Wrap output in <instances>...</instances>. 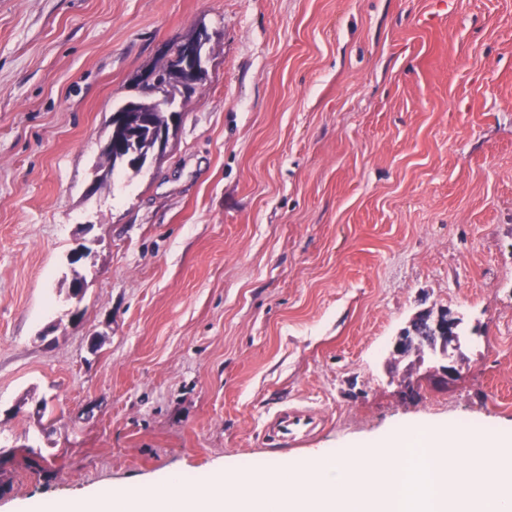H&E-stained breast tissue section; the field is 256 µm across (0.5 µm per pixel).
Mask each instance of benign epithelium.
<instances>
[{
    "mask_svg": "<svg viewBox=\"0 0 512 512\" xmlns=\"http://www.w3.org/2000/svg\"><path fill=\"white\" fill-rule=\"evenodd\" d=\"M210 38L207 32L199 29L195 34L182 41L181 52L168 58L174 63V69L193 75H203L210 57ZM140 83L155 94L154 105L173 113L167 125L160 127L155 134V144L147 155L129 148V153L138 158L141 165L162 154L174 131L179 117L174 114L175 108L171 99L165 95L158 85L157 75L148 71L141 75ZM459 316L446 309L436 312L427 309L418 312L409 325L402 329L393 343L392 355L399 359L415 357V368H424V372L413 381L410 375L402 376L400 386L407 398L416 396L417 383L434 392H441L454 387L462 379V366L459 364L457 349L460 342Z\"/></svg>",
    "mask_w": 512,
    "mask_h": 512,
    "instance_id": "benign-epithelium-1",
    "label": "benign epithelium"
}]
</instances>
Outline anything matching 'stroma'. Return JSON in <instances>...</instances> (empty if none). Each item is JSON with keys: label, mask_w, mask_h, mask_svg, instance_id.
<instances>
[{"label": "stroma", "mask_w": 512, "mask_h": 512, "mask_svg": "<svg viewBox=\"0 0 512 512\" xmlns=\"http://www.w3.org/2000/svg\"><path fill=\"white\" fill-rule=\"evenodd\" d=\"M201 27L166 150L97 185ZM438 308L463 378L403 397L394 340ZM287 404L312 448L512 423V0H0V512L270 459ZM209 43L207 32L199 29L192 37L182 41L180 54L168 57V61L174 63V70L197 76L204 75L210 57ZM316 418L317 413L307 407L288 405L278 410L266 425L267 446H288L298 451L308 443L318 425L323 427L324 419Z\"/></svg>", "instance_id": "obj_1"}]
</instances>
